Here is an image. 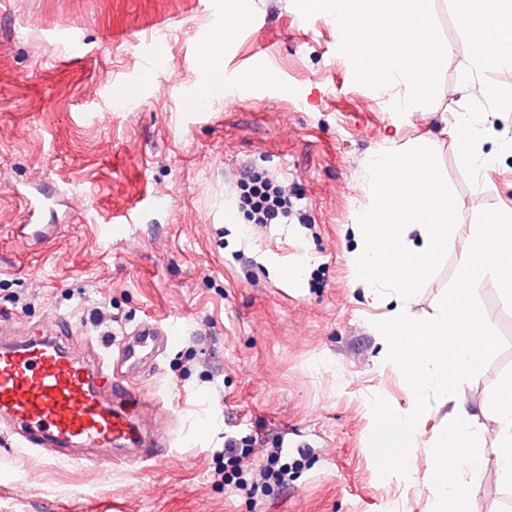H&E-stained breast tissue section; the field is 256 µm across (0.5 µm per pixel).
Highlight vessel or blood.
I'll return each mask as SVG.
<instances>
[{"label":"vessel or blood","instance_id":"vessel-or-blood-1","mask_svg":"<svg viewBox=\"0 0 512 512\" xmlns=\"http://www.w3.org/2000/svg\"><path fill=\"white\" fill-rule=\"evenodd\" d=\"M51 318L36 337L0 339V433L15 447L58 458L137 467L172 456L173 435L155 415L171 381L152 391L130 377L181 338L179 321L140 322L119 350L74 343Z\"/></svg>","mask_w":512,"mask_h":512}]
</instances>
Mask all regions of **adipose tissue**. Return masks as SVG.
I'll return each instance as SVG.
<instances>
[{"mask_svg": "<svg viewBox=\"0 0 512 512\" xmlns=\"http://www.w3.org/2000/svg\"><path fill=\"white\" fill-rule=\"evenodd\" d=\"M457 24L472 47L462 69L463 86L476 103V110L458 114L454 133L459 143V165L472 177L492 163L491 156L481 150V142L488 134L487 120L478 105L492 101L498 111L512 112V98L479 81V74L503 62H512V0H452ZM248 11L243 0H225L224 28L215 32L201 49L206 66H213L222 56L224 44L236 31L246 27ZM495 423L499 475L512 483V378L501 382L491 401L483 407Z\"/></svg>", "mask_w": 512, "mask_h": 512, "instance_id": "ef3b65f1", "label": "adipose tissue"}]
</instances>
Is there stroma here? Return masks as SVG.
<instances>
[{
	"label": "stroma",
	"instance_id": "1",
	"mask_svg": "<svg viewBox=\"0 0 512 512\" xmlns=\"http://www.w3.org/2000/svg\"><path fill=\"white\" fill-rule=\"evenodd\" d=\"M258 25L224 44V88L208 111L187 104L200 48L224 0H0V314L9 336L35 335L53 314L77 336L120 343L145 318L179 319L182 338L154 373L176 384L168 409L185 428L162 467L130 476L90 463L45 460L0 434V512H428L427 460L407 477H380L369 440L379 395L410 405L397 366L381 354L375 322L390 302L354 287L351 226L368 204L361 175L373 153L414 139L437 154L458 222L440 269L411 308L433 316L486 208L512 206V156L488 167L480 188L458 164L451 133L473 102L461 87L471 53L451 0H432L448 64L433 104L401 116L355 83L333 26L303 19L292 0H253ZM168 27L146 63L136 38ZM273 71L270 84L245 75ZM135 96H128V89ZM266 173L293 202L284 224H250L238 206L245 170ZM53 188L39 240L19 237L25 199ZM167 204L150 207V196ZM134 222L111 248L105 220ZM505 341L481 381L434 402L425 433L448 423L457 399L485 431L472 512H512L498 476L493 423L480 414L512 376V308L497 284L477 288ZM219 423L196 432L197 422ZM237 464L257 471L273 449H308L285 488L252 501L211 476L226 438Z\"/></svg>",
	"mask_w": 512,
	"mask_h": 512
}]
</instances>
